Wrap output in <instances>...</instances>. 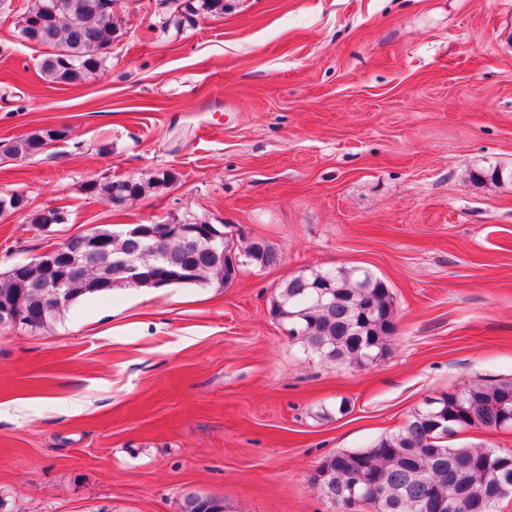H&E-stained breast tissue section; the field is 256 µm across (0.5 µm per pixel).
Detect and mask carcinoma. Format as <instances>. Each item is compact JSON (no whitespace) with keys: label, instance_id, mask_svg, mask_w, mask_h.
Instances as JSON below:
<instances>
[{"label":"carcinoma","instance_id":"1","mask_svg":"<svg viewBox=\"0 0 512 512\" xmlns=\"http://www.w3.org/2000/svg\"><path fill=\"white\" fill-rule=\"evenodd\" d=\"M34 0L20 20L24 40L48 48L41 61V79L50 84L70 85L100 72L105 66L117 28L112 16H101L89 7V0ZM192 15L221 17L224 0H191L185 11L173 5L160 18L163 32L177 31ZM64 127H45L13 141L5 153L14 158L31 157L50 144L66 137ZM177 174L163 170L142 178L91 181L86 193L107 198L120 206L156 191ZM11 214L28 211V219L37 229L61 223L64 211L48 206L29 209V200L14 194L0 196V209ZM99 230L110 238L112 258L101 259L84 237L68 239L66 252L75 262L64 258L50 270L32 262L24 271L11 269L0 277V306L12 304L25 313V325L42 328L68 306L47 311L50 285L61 274L81 284L76 299L107 292L115 287H137L127 282L115 261L133 258L141 243L109 227ZM167 264L188 267L195 284H226L231 277L224 272L226 258L205 246L184 245L175 240L166 246ZM280 254L271 246L251 263L268 268L278 264ZM331 292L323 302L314 299L321 285ZM272 312L289 334L305 348L330 363L364 365L383 355L388 341L396 334L392 292L386 283L366 271L341 269L336 272L300 273L282 282L273 299ZM441 406L448 410V434L431 432L429 407L414 410L407 423L397 431L379 437L363 449L340 451L320 462L325 478L312 485L337 506H344L351 489L365 492L363 506L372 512H496L512 500V454L480 445H457L453 438L462 429L495 431L512 426V381L470 382L461 389L443 395ZM221 501L209 495L189 492L183 498L182 512H221Z\"/></svg>","mask_w":512,"mask_h":512}]
</instances>
